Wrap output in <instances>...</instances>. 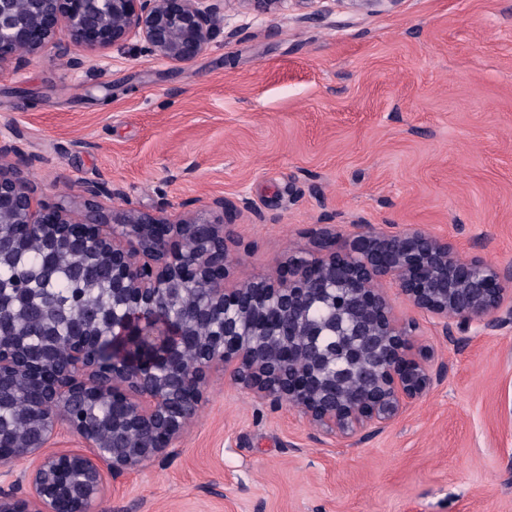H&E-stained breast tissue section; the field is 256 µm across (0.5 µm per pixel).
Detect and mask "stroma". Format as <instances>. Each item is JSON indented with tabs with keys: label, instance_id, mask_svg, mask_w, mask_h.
I'll return each mask as SVG.
<instances>
[{
	"label": "stroma",
	"instance_id": "obj_1",
	"mask_svg": "<svg viewBox=\"0 0 512 512\" xmlns=\"http://www.w3.org/2000/svg\"><path fill=\"white\" fill-rule=\"evenodd\" d=\"M232 38L170 65L136 42L69 71L0 74V127L38 155L40 198L78 178L176 220L236 209L230 279L305 255L329 225L447 235L512 268V0H283L224 9ZM442 381L383 432L317 440L289 405L213 374L166 455L108 483V512H512V329L456 348L397 289Z\"/></svg>",
	"mask_w": 512,
	"mask_h": 512
}]
</instances>
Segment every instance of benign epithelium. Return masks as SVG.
Wrapping results in <instances>:
<instances>
[{
  "instance_id": "obj_1",
  "label": "benign epithelium",
  "mask_w": 512,
  "mask_h": 512,
  "mask_svg": "<svg viewBox=\"0 0 512 512\" xmlns=\"http://www.w3.org/2000/svg\"><path fill=\"white\" fill-rule=\"evenodd\" d=\"M259 15L282 0H240ZM65 32L67 42L59 41ZM225 31L224 0H0V73L17 74L49 47L79 70L133 39L147 56L187 64ZM0 136V260L36 246L42 281L70 269L84 286L105 267L101 303L32 331L26 309L0 343V402L24 401L21 433L4 441L0 464L32 460L26 492L0 493V512H100L106 477L140 471L192 422L211 372H229L261 402H288L325 439L369 437L442 380L447 365L414 322L393 312L382 283L399 288L452 342L471 328L512 326V270L463 260L448 239L421 230L345 235L325 226L313 250L286 270L229 284L234 243L224 198L213 218L175 222L132 206L121 186L81 179L83 210L38 197V158ZM121 200L119 212L106 202ZM85 450L50 452L61 429Z\"/></svg>"
}]
</instances>
